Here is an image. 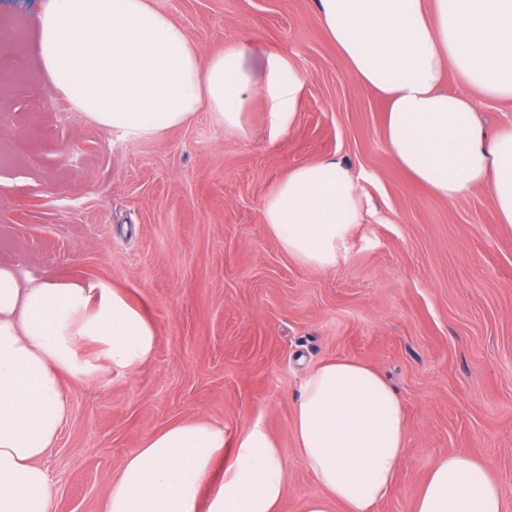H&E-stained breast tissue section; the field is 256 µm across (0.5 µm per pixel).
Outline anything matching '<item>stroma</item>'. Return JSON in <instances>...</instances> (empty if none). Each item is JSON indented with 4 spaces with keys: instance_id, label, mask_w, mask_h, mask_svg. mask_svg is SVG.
I'll return each mask as SVG.
<instances>
[{
    "instance_id": "1",
    "label": "stroma",
    "mask_w": 512,
    "mask_h": 512,
    "mask_svg": "<svg viewBox=\"0 0 512 512\" xmlns=\"http://www.w3.org/2000/svg\"><path fill=\"white\" fill-rule=\"evenodd\" d=\"M47 0H0V265L121 289L156 323L130 375L69 386L71 417L43 457L54 512H103L121 459L164 427L257 422L285 459L280 512L315 483L293 406L306 369L336 357L377 369L402 399L408 448L375 512H411L434 461L490 462L512 490V232L490 196L450 202L399 168L386 106L344 69L313 0H150L200 60L241 41L287 54L307 77L291 131L242 139L207 112L159 138L123 140L57 92L37 54ZM328 156L364 200L347 255L322 270L288 256L264 223L288 170Z\"/></svg>"
}]
</instances>
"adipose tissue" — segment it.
Wrapping results in <instances>:
<instances>
[{
    "instance_id": "1",
    "label": "adipose tissue",
    "mask_w": 512,
    "mask_h": 512,
    "mask_svg": "<svg viewBox=\"0 0 512 512\" xmlns=\"http://www.w3.org/2000/svg\"><path fill=\"white\" fill-rule=\"evenodd\" d=\"M348 74L387 104L384 141L395 163L454 201L482 190L512 228V123L488 132L470 97L448 92L455 70L489 100L512 101V0H315ZM38 53L56 90L129 140L157 137L208 109L225 129L251 134L246 114L266 105V130L292 129L307 78L287 55L246 43L200 62L184 29L149 0H49ZM355 175L326 157L289 170L264 202V222L299 263L332 269L361 217ZM155 322L97 281L20 276L0 266V512H52L41 459L71 413L66 384L101 369L130 374L150 359ZM299 453L316 481L300 512H374L407 448L402 400L370 365H314L294 404ZM233 461L207 512H279L285 461L260 423L228 432L173 423L124 457L104 512H197L215 462ZM512 491L485 461L435 460L411 512H507Z\"/></svg>"
}]
</instances>
